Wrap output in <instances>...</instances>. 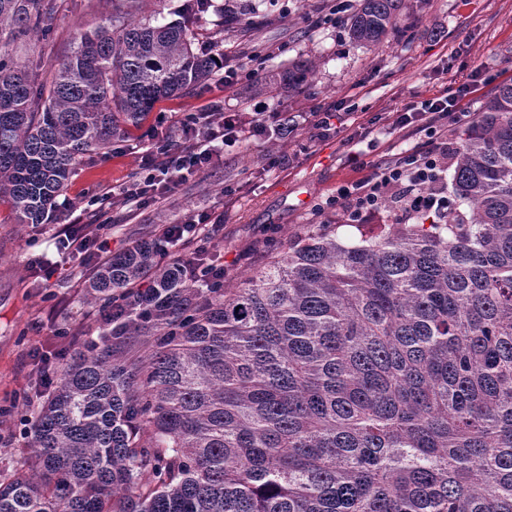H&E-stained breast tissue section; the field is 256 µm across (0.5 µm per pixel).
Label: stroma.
Segmentation results:
<instances>
[{
  "mask_svg": "<svg viewBox=\"0 0 512 512\" xmlns=\"http://www.w3.org/2000/svg\"><path fill=\"white\" fill-rule=\"evenodd\" d=\"M47 39L25 38L31 59L43 67L69 54L83 30L102 24L84 0H56ZM357 0H227L223 24L207 15L194 27L209 46L223 27L219 49L243 65L239 80L220 79L177 99L155 104L141 127L111 151L86 161L59 199L54 223L13 220L0 203V469H11L30 444L16 410L35 399L43 375L54 374L63 353L78 348L94 324L85 302L90 275L83 255L58 248L57 233L89 196L130 180L142 152L155 141L180 145V120L220 106L228 114L265 102L287 113L294 129L279 141L263 132L225 148L212 167L190 177L163 201L142 211L112 205L107 230L111 252L152 238L165 224L202 212L219 230L209 249L224 266V285L237 284L268 258L288 250L294 235L325 223L317 206L359 173L347 162L348 135L374 121L375 147L359 143L371 157H391L402 147L390 123L394 112L443 90L455 89L472 63L483 65L494 83L512 79V0H409L400 34L376 47L353 42L348 19ZM312 59L316 71L302 92L284 97L261 83L297 59ZM336 113V129L320 135L315 113ZM64 260L44 280L38 259Z\"/></svg>",
  "mask_w": 512,
  "mask_h": 512,
  "instance_id": "obj_1",
  "label": "stroma"
}]
</instances>
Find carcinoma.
Returning a JSON list of instances; mask_svg holds the SVG:
<instances>
[{
    "instance_id": "carcinoma-1",
    "label": "carcinoma",
    "mask_w": 512,
    "mask_h": 512,
    "mask_svg": "<svg viewBox=\"0 0 512 512\" xmlns=\"http://www.w3.org/2000/svg\"><path fill=\"white\" fill-rule=\"evenodd\" d=\"M88 0L50 78L0 48V197L50 224L79 162L215 74L183 20ZM406 0H358L352 39ZM54 0H0V40L46 37ZM297 60L280 85L314 73ZM448 214L353 241L294 237L235 288L138 240L88 278L97 335L31 409L0 512H512V81L451 131Z\"/></svg>"
}]
</instances>
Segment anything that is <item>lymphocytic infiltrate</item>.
<instances>
[{"mask_svg": "<svg viewBox=\"0 0 512 512\" xmlns=\"http://www.w3.org/2000/svg\"><path fill=\"white\" fill-rule=\"evenodd\" d=\"M483 71L482 65H475L455 92L396 113L393 124L411 138V146L390 163L375 166L369 175L340 186L335 196L327 199V210L347 224L367 223L384 210L398 218L416 211L438 213L448 190V142L439 128L448 120L460 124L471 120L465 104L484 88ZM277 120V113L261 103L254 106L247 123L217 107L192 113L186 122L194 133L186 145L177 149L160 145L146 151L133 179L115 191L91 196L89 203L94 206L112 199L133 211L145 208L172 192L179 181L210 165L219 148L246 141Z\"/></svg>", "mask_w": 512, "mask_h": 512, "instance_id": "f902f5d3", "label": "lymphocytic infiltrate"}]
</instances>
